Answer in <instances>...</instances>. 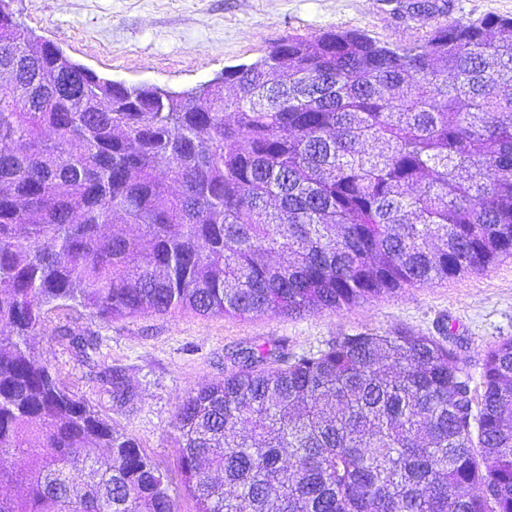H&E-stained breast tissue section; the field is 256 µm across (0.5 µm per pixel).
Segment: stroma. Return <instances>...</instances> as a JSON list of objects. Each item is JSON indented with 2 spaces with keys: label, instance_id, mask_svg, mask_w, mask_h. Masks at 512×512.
<instances>
[{
  "label": "stroma",
  "instance_id": "35a3bbf8",
  "mask_svg": "<svg viewBox=\"0 0 512 512\" xmlns=\"http://www.w3.org/2000/svg\"><path fill=\"white\" fill-rule=\"evenodd\" d=\"M412 2L14 0L13 9L23 26L100 76L181 91L226 67L256 61L291 33L354 29L389 44L423 41L436 19L409 14ZM52 324L97 336L100 369L121 371L132 400L113 404L67 342L36 336L35 350L174 479L180 457L174 427L178 404L190 389L223 378L224 356L237 346L284 339L290 351L300 353L343 333L407 328L434 335L445 325L462 342L471 374L480 375L485 352L512 337V257L481 272L296 317H204L186 311L106 322L61 312Z\"/></svg>",
  "mask_w": 512,
  "mask_h": 512
}]
</instances>
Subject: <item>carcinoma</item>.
<instances>
[{
    "label": "carcinoma",
    "instance_id": "carcinoma-1",
    "mask_svg": "<svg viewBox=\"0 0 512 512\" xmlns=\"http://www.w3.org/2000/svg\"><path fill=\"white\" fill-rule=\"evenodd\" d=\"M12 2L0 487L24 491L0 512H176L168 474L35 352L54 312L293 316L512 256V18L446 19L410 45L290 33L174 91L99 76ZM118 214L138 232L109 230ZM439 332L232 351L176 412L195 512H512V337L475 385ZM58 336L94 365V337ZM100 381L132 399L123 375Z\"/></svg>",
    "mask_w": 512,
    "mask_h": 512
}]
</instances>
